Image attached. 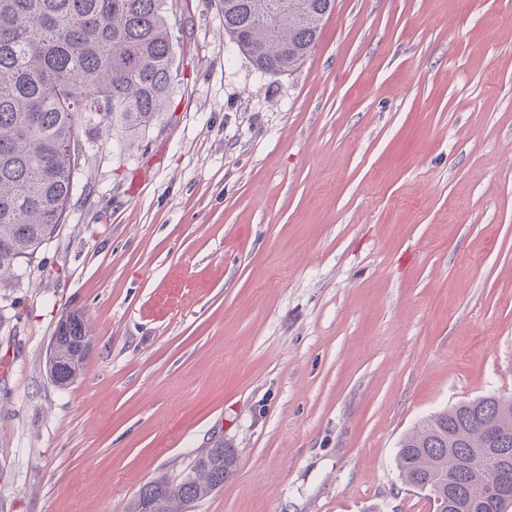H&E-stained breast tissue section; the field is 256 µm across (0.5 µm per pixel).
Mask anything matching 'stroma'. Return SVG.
Here are the masks:
<instances>
[{
    "mask_svg": "<svg viewBox=\"0 0 512 512\" xmlns=\"http://www.w3.org/2000/svg\"><path fill=\"white\" fill-rule=\"evenodd\" d=\"M169 23L167 108L83 116L64 223L0 278V512H127L222 446L190 512H435L400 440L512 396V0H336L276 75L217 0ZM62 320L56 327L52 344L56 351L58 363L50 372L53 382L60 387L74 383L84 373L86 342L88 329L82 316L72 314Z\"/></svg>",
    "mask_w": 512,
    "mask_h": 512,
    "instance_id": "stroma-1",
    "label": "stroma"
}]
</instances>
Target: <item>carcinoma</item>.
<instances>
[{
	"instance_id": "obj_1",
	"label": "carcinoma",
	"mask_w": 512,
	"mask_h": 512,
	"mask_svg": "<svg viewBox=\"0 0 512 512\" xmlns=\"http://www.w3.org/2000/svg\"><path fill=\"white\" fill-rule=\"evenodd\" d=\"M168 0H0V273L32 257L63 223L73 195L75 148L94 112L126 128L151 124L178 72ZM335 0H218L224 32L260 70L299 67L314 48ZM88 329L82 316L61 321L52 337L60 387L84 373ZM495 453L512 459V397L488 395L421 421L401 441L402 483L425 491L435 509L480 508L496 480L477 459L489 432ZM230 448L197 456L177 482L138 491L130 512H186L234 471Z\"/></svg>"
}]
</instances>
